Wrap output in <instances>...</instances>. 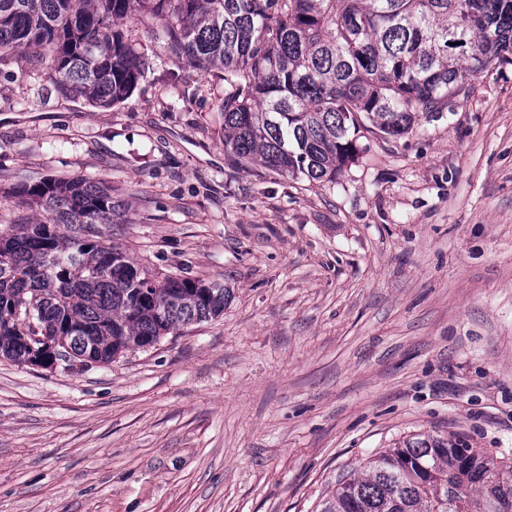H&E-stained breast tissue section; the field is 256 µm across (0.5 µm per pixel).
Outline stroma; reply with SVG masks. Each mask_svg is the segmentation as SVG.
I'll return each mask as SVG.
<instances>
[{
  "label": "stroma",
  "mask_w": 512,
  "mask_h": 512,
  "mask_svg": "<svg viewBox=\"0 0 512 512\" xmlns=\"http://www.w3.org/2000/svg\"><path fill=\"white\" fill-rule=\"evenodd\" d=\"M126 26L145 76L109 108L0 63V227L21 183L104 181L107 243L231 297L107 365L1 359L0 512H320L419 433L512 458V65L311 183L241 168L217 74Z\"/></svg>",
  "instance_id": "35a3bbf8"
}]
</instances>
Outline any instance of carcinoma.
<instances>
[{"mask_svg": "<svg viewBox=\"0 0 512 512\" xmlns=\"http://www.w3.org/2000/svg\"><path fill=\"white\" fill-rule=\"evenodd\" d=\"M136 14L177 59L221 72L224 151L293 180L336 179L363 132L399 139L512 64V0H0V61L39 47L53 82L110 107L144 76L120 27ZM18 193L49 219L0 231V358L106 364L224 314V285L155 278L103 242L120 208L104 183L46 177ZM321 512H512V460L457 434L412 437Z\"/></svg>", "mask_w": 512, "mask_h": 512, "instance_id": "carcinoma-1", "label": "carcinoma"}]
</instances>
